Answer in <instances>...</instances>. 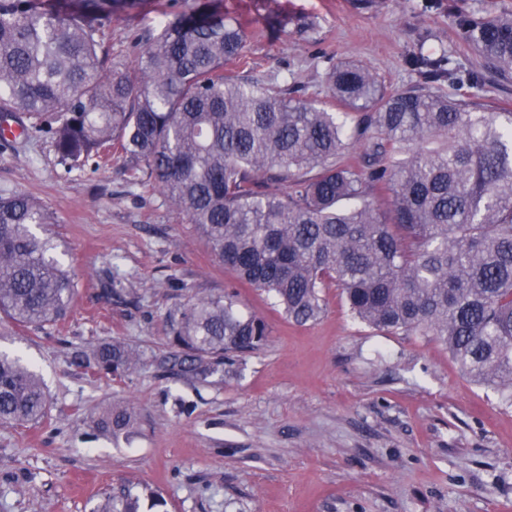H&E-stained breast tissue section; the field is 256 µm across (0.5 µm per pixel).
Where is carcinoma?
<instances>
[{
	"label": "carcinoma",
	"instance_id": "carcinoma-1",
	"mask_svg": "<svg viewBox=\"0 0 512 512\" xmlns=\"http://www.w3.org/2000/svg\"><path fill=\"white\" fill-rule=\"evenodd\" d=\"M142 0H0V126L51 139L68 169L113 149L159 192L238 280L272 295L288 318L324 310L340 288L352 317L378 333L434 336L474 384L512 408V110L453 100L442 82L484 85L451 56L413 60L419 81L391 90L366 65L327 73V100L235 74L248 29L208 0L159 20L130 69L104 47L112 17ZM464 39L512 73V14L458 19ZM359 116L349 128L337 112ZM360 145L361 160L344 164ZM51 223L21 192L0 194V315L18 327L63 320L76 284L35 232ZM162 366L205 381L231 356L258 349L263 321L233 296L194 295L167 316ZM87 361L112 375L143 354L118 341ZM37 373L0 354V421L38 422ZM135 416L114 404L96 430L118 438ZM164 506L154 492L106 493L91 512Z\"/></svg>",
	"mask_w": 512,
	"mask_h": 512
}]
</instances>
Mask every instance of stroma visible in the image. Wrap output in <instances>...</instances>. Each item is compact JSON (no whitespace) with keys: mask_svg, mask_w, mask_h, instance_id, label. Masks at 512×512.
<instances>
[{"mask_svg":"<svg viewBox=\"0 0 512 512\" xmlns=\"http://www.w3.org/2000/svg\"><path fill=\"white\" fill-rule=\"evenodd\" d=\"M188 0H145L114 16V61ZM246 22L245 76L327 93L339 62L369 66L391 89L417 80L409 54L451 52L485 70L481 93L512 109V75L486 71L462 40L460 15L512 12V0H223ZM40 200L77 295L57 327L0 323V352L43 377L46 417L0 423V512H90L105 492L157 491L165 512H512V409L460 371L428 336L381 334L355 320L337 288L322 317L288 321L264 292L239 287L156 192L134 184L125 157L98 171L70 170L51 140L0 146V191ZM238 296L263 320L266 344L233 358L206 382L167 372L168 313L192 295ZM120 341L144 354L115 377L73 364L74 352ZM136 413L119 439L93 421L107 406Z\"/></svg>","mask_w":512,"mask_h":512,"instance_id":"1","label":"stroma"}]
</instances>
